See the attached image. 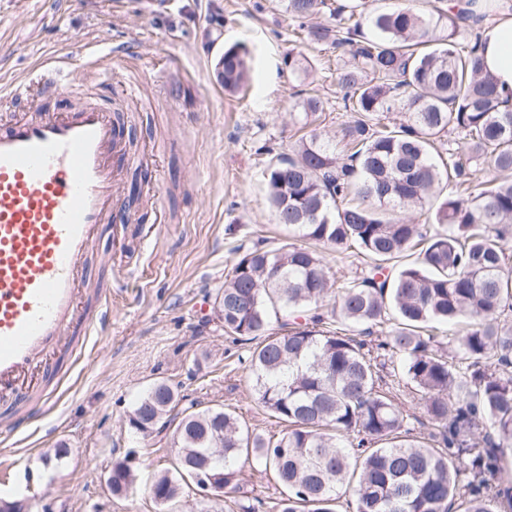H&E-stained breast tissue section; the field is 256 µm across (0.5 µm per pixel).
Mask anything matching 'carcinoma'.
Here are the masks:
<instances>
[{
  "label": "carcinoma",
  "mask_w": 512,
  "mask_h": 512,
  "mask_svg": "<svg viewBox=\"0 0 512 512\" xmlns=\"http://www.w3.org/2000/svg\"><path fill=\"white\" fill-rule=\"evenodd\" d=\"M444 2L429 17L406 6L365 17L362 0H286L301 40L336 32L347 155L313 130L269 164L270 206L297 242L246 250L215 297L224 333L256 342L246 358L255 400L284 429L259 434L224 407L185 413L169 448L174 466L151 485L164 512L197 487L203 459L211 494L239 491L243 453L274 474L278 512H334L345 485L356 512H453L457 501L463 512H512V90L487 73L479 40L457 41L481 17ZM326 13L329 23L317 21ZM249 72L245 49L224 48L216 80L225 92ZM299 108L309 126L322 104L308 96ZM390 112L407 120L396 124ZM450 127L465 144L439 163L434 139ZM127 166L130 209L146 172L136 155ZM444 180L458 189L435 194ZM412 209L428 211L431 224L406 220ZM319 245L356 249L366 275L335 284ZM407 252L417 257L403 263ZM329 296V319L268 334L280 313ZM464 320L450 358L440 326ZM377 328L386 335L376 342ZM176 402L172 386L154 383L129 427L152 433ZM418 410L433 426L426 437L415 434ZM134 460H113L112 495L131 488Z\"/></svg>",
  "instance_id": "1"
}]
</instances>
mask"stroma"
Segmentation results:
<instances>
[{
    "instance_id": "1",
    "label": "stroma",
    "mask_w": 512,
    "mask_h": 512,
    "mask_svg": "<svg viewBox=\"0 0 512 512\" xmlns=\"http://www.w3.org/2000/svg\"><path fill=\"white\" fill-rule=\"evenodd\" d=\"M297 30L283 0H0V83L20 88L0 94V115L123 101L122 154L146 156L150 188L140 222L104 229L92 249L91 277L111 294V325L62 349L43 411L17 434H0V498L28 500L31 512H160L150 484L171 465L175 425L146 436L128 426L160 380L177 392L179 409L224 406L252 430L281 431L256 406L238 361L245 347L225 337L214 300L238 246L290 240L264 170L296 145L305 93L323 102L319 132L337 135L347 119L335 48L299 42ZM232 44L253 68L236 96L214 79ZM292 51L304 55L302 69L289 68ZM54 60L69 75L59 91ZM125 83L138 88L137 101L124 100ZM130 451L133 488L113 496L103 479ZM237 467L259 499L255 512H275L280 489L270 475L243 456Z\"/></svg>"
}]
</instances>
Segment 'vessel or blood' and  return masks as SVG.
<instances>
[{"instance_id":"b4317fda","label":"vessel or blood","mask_w":512,"mask_h":512,"mask_svg":"<svg viewBox=\"0 0 512 512\" xmlns=\"http://www.w3.org/2000/svg\"><path fill=\"white\" fill-rule=\"evenodd\" d=\"M108 111L0 124V401L26 404L55 353L112 318L88 307L89 256L123 220Z\"/></svg>"}]
</instances>
